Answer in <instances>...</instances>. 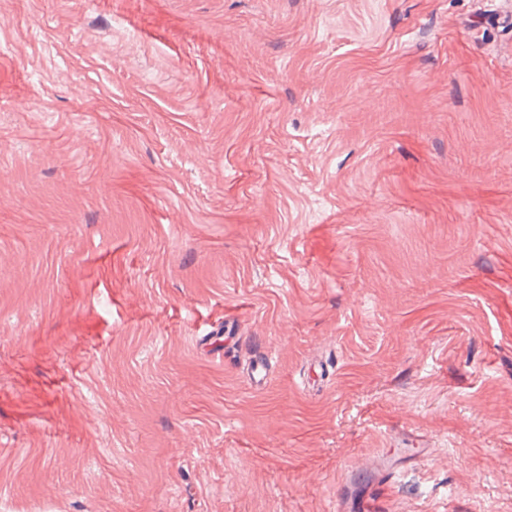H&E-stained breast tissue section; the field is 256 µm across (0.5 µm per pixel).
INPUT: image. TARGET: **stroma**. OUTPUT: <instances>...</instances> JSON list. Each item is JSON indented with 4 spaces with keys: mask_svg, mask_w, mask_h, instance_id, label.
I'll return each instance as SVG.
<instances>
[{
    "mask_svg": "<svg viewBox=\"0 0 512 512\" xmlns=\"http://www.w3.org/2000/svg\"><path fill=\"white\" fill-rule=\"evenodd\" d=\"M511 10L0 0V512H512ZM372 490V485H359L354 489L343 487L336 497V512H344L353 508L364 510Z\"/></svg>",
    "mask_w": 512,
    "mask_h": 512,
    "instance_id": "1",
    "label": "stroma"
}]
</instances>
